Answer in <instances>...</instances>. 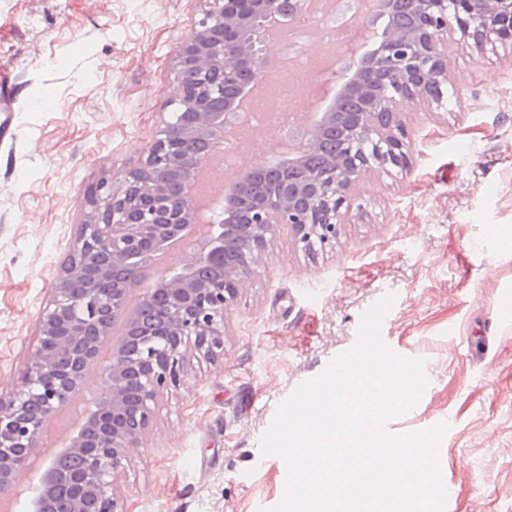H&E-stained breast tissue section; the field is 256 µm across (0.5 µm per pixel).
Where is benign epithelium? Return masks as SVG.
Returning <instances> with one entry per match:
<instances>
[{
    "label": "benign epithelium",
    "mask_w": 512,
    "mask_h": 512,
    "mask_svg": "<svg viewBox=\"0 0 512 512\" xmlns=\"http://www.w3.org/2000/svg\"><path fill=\"white\" fill-rule=\"evenodd\" d=\"M206 2L203 18L179 46L175 111L121 190L102 182L87 196V221L55 276L22 385L0 395L1 497L11 494L13 473H29L46 420L67 404L87 370L99 366L102 343L112 341V359L85 422L62 436L60 454L82 460L66 475L70 493H58L61 474L44 472L30 512H125L114 487L126 450L142 442L158 394L183 381L186 347L212 361L223 350L224 312L268 259L274 227L288 225L309 254L335 243L351 186L374 168L408 164L399 105L416 96L443 98L448 33L480 46L512 41V0H409L414 27L389 28L364 54L368 67L336 70L341 91L361 99L359 111L340 118L323 113L314 129L294 136L281 168L303 167L300 154L314 148L323 131L336 135L334 156L244 208L238 199L251 178L235 183L224 196V219L198 242L194 262L169 269L146 288L153 257L193 238L196 151L217 126L235 121L249 84L271 74L266 26L298 8V0ZM232 240L237 251L224 279L204 280L199 267L224 258ZM136 292L144 297L141 311L128 306ZM120 319L129 332L114 336L110 327Z\"/></svg>",
    "instance_id": "7a95c632"
}]
</instances>
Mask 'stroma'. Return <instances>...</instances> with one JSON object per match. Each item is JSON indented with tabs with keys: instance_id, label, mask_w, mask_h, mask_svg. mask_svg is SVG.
<instances>
[{
	"instance_id": "obj_1",
	"label": "stroma",
	"mask_w": 512,
	"mask_h": 512,
	"mask_svg": "<svg viewBox=\"0 0 512 512\" xmlns=\"http://www.w3.org/2000/svg\"><path fill=\"white\" fill-rule=\"evenodd\" d=\"M204 0H0V74L48 110L0 141V392L19 388L59 265L97 182L122 188L174 112L176 52ZM441 101H405L409 168L350 189L331 248L308 256L278 225L269 258L224 317L218 361L152 405L121 461L127 512H269L287 472L262 456L277 406L396 299L381 334L425 362L428 385L387 429L448 423L439 448L451 512H512V46L448 38Z\"/></svg>"
}]
</instances>
